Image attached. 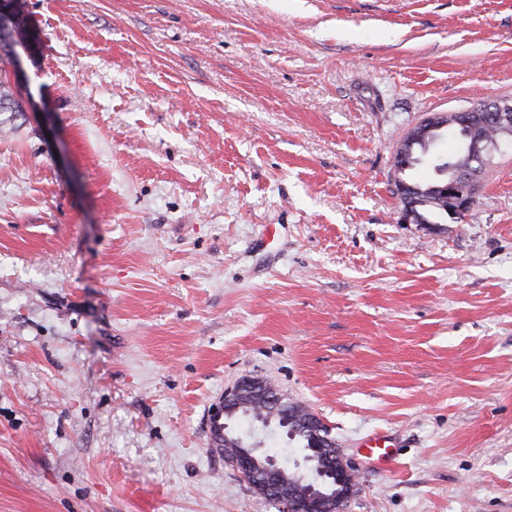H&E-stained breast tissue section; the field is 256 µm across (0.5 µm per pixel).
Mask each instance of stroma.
Masks as SVG:
<instances>
[{"instance_id":"obj_1","label":"stroma","mask_w":512,"mask_h":512,"mask_svg":"<svg viewBox=\"0 0 512 512\" xmlns=\"http://www.w3.org/2000/svg\"><path fill=\"white\" fill-rule=\"evenodd\" d=\"M26 10L0 512H279L206 451L245 375L322 419L344 512H512V145L439 224L401 222L391 171L430 113L512 104V0ZM362 448H367L368 459L374 464L388 468L394 458L390 448H396V442L391 435L385 433H376L369 436L361 444Z\"/></svg>"}]
</instances>
